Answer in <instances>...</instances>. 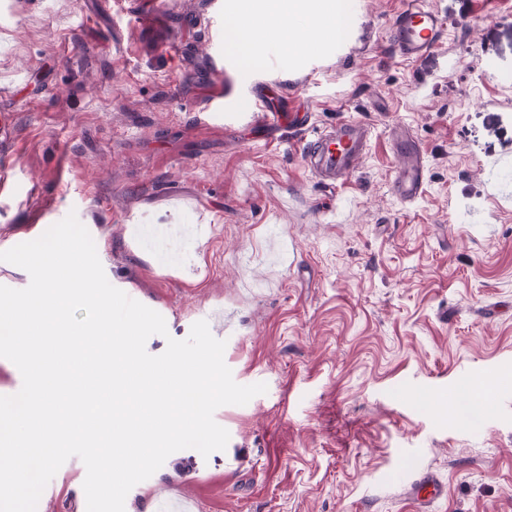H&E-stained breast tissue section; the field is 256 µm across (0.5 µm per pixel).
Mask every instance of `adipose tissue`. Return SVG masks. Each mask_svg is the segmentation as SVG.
<instances>
[{
    "label": "adipose tissue",
    "instance_id": "adipose-tissue-1",
    "mask_svg": "<svg viewBox=\"0 0 512 512\" xmlns=\"http://www.w3.org/2000/svg\"><path fill=\"white\" fill-rule=\"evenodd\" d=\"M343 0H240L239 19L229 35L245 62H253L266 37L293 51L306 37L314 40L341 36Z\"/></svg>",
    "mask_w": 512,
    "mask_h": 512
}]
</instances>
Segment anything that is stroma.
<instances>
[{
	"instance_id": "stroma-1",
	"label": "stroma",
	"mask_w": 512,
	"mask_h": 512,
	"mask_svg": "<svg viewBox=\"0 0 512 512\" xmlns=\"http://www.w3.org/2000/svg\"><path fill=\"white\" fill-rule=\"evenodd\" d=\"M338 47L268 40L242 63L237 0H0V115L13 133L0 251L76 214L112 285L168 339L207 321L242 385L214 414L230 439L171 454L125 512H512V0H428L447 30L407 60L405 0H347ZM311 116L269 130L256 89ZM372 126L342 185L304 160L314 133ZM420 142L425 188L391 190L392 132ZM188 226L163 251L146 224ZM496 379L476 423L420 393ZM79 458L37 512L73 500ZM448 497L420 506L412 478Z\"/></svg>"
}]
</instances>
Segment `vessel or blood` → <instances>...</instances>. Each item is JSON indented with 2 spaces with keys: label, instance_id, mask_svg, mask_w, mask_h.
<instances>
[{
  "label": "vessel or blood",
  "instance_id": "1",
  "mask_svg": "<svg viewBox=\"0 0 512 512\" xmlns=\"http://www.w3.org/2000/svg\"><path fill=\"white\" fill-rule=\"evenodd\" d=\"M445 30V19L425 0H407L392 23V47L401 57L421 59L433 51ZM372 137L370 125L358 120L342 121L307 143L305 161L320 183L336 186L353 174ZM394 146L399 163L392 191L401 201L411 203L421 196L425 182L422 149L417 137L406 130L396 132Z\"/></svg>",
  "mask_w": 512,
  "mask_h": 512
}]
</instances>
